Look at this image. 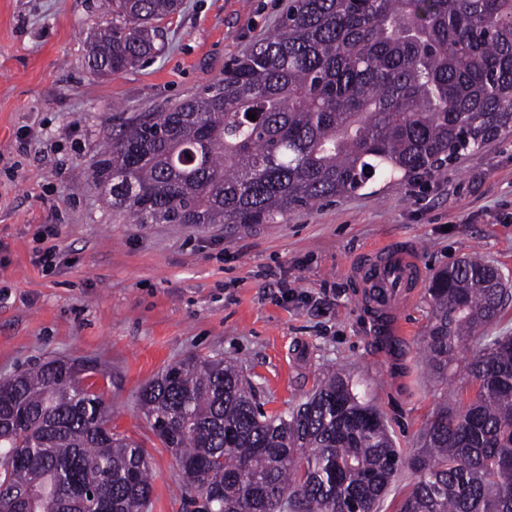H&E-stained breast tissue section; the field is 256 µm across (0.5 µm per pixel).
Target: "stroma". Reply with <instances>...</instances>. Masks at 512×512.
I'll use <instances>...</instances> for the list:
<instances>
[{"label": "stroma", "mask_w": 512, "mask_h": 512, "mask_svg": "<svg viewBox=\"0 0 512 512\" xmlns=\"http://www.w3.org/2000/svg\"><path fill=\"white\" fill-rule=\"evenodd\" d=\"M287 0H181L159 51L118 74L85 63L99 0H0V380L49 360L94 367L116 431L149 455L150 512H195L174 455L142 412L141 388L190 356L237 365L266 413L302 402L331 370L357 384L402 451L448 389L423 360L426 293L397 344L361 307L350 268L401 241L425 274L477 253L512 288V134L420 180L379 179L277 224H139L112 208L90 165L142 112L204 92L278 28ZM53 224L63 260L37 256ZM294 295L282 298L281 284Z\"/></svg>", "instance_id": "35a3bbf8"}]
</instances>
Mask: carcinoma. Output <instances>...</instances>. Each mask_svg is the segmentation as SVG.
I'll use <instances>...</instances> for the list:
<instances>
[{
	"mask_svg": "<svg viewBox=\"0 0 512 512\" xmlns=\"http://www.w3.org/2000/svg\"><path fill=\"white\" fill-rule=\"evenodd\" d=\"M102 5L112 19L85 60L112 75L157 50L154 23L180 0ZM511 133L512 0H288L204 94L134 118L93 184L139 224H276ZM427 295V364L444 376L471 350L475 394L442 403L407 457L339 372L279 414L222 360L190 356L145 385V417L203 512H378L404 466L400 512H512V336L488 334L512 290L473 255ZM82 372L53 360L0 380V512H149L148 454L112 431Z\"/></svg>",
	"mask_w": 512,
	"mask_h": 512,
	"instance_id": "carcinoma-1",
	"label": "carcinoma"
}]
</instances>
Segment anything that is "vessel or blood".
Segmentation results:
<instances>
[{
    "instance_id": "1",
    "label": "vessel or blood",
    "mask_w": 512,
    "mask_h": 512,
    "mask_svg": "<svg viewBox=\"0 0 512 512\" xmlns=\"http://www.w3.org/2000/svg\"><path fill=\"white\" fill-rule=\"evenodd\" d=\"M354 276L359 301L371 311L379 331L392 337L403 335L400 313L423 284V272L412 251L403 245L375 248L358 261Z\"/></svg>"
}]
</instances>
